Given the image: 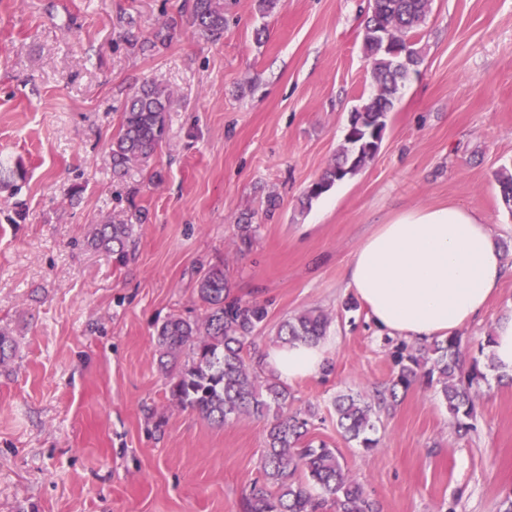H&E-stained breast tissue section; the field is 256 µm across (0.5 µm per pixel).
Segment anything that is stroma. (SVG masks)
<instances>
[{
    "mask_svg": "<svg viewBox=\"0 0 512 512\" xmlns=\"http://www.w3.org/2000/svg\"><path fill=\"white\" fill-rule=\"evenodd\" d=\"M180 0H0V512H244L265 420L223 426L177 407L155 327L198 318L195 294L223 263L235 295L268 308L256 354L285 317L330 320V372L291 383L312 435L338 449L380 512H500L512 497V381L487 369L474 429L457 435L434 389L381 413L378 446L343 439L332 402L392 376L347 286L351 254L409 207L476 209L512 261V0H432L379 152L302 207L334 159L353 107L374 93L362 50L367 0H224L223 36L194 33ZM173 27L148 53L131 38ZM265 28L256 39L257 28ZM171 94L168 135L112 175L124 106L142 84ZM279 206L265 216L264 201ZM255 212L238 251L236 224ZM133 227L129 259L92 248L93 225ZM512 311V277L459 331L479 353Z\"/></svg>",
    "mask_w": 512,
    "mask_h": 512,
    "instance_id": "stroma-1",
    "label": "stroma"
}]
</instances>
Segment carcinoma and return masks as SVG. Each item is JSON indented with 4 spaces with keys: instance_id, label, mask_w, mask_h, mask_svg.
<instances>
[{
    "instance_id": "carcinoma-1",
    "label": "carcinoma",
    "mask_w": 512,
    "mask_h": 512,
    "mask_svg": "<svg viewBox=\"0 0 512 512\" xmlns=\"http://www.w3.org/2000/svg\"><path fill=\"white\" fill-rule=\"evenodd\" d=\"M195 31L208 39L224 33L221 0H184ZM430 11V0H369L363 26V47L371 62L375 92L350 113L344 143L334 161L305 193L302 207L329 191L336 183L358 173L377 154L388 114L410 70L418 64L416 38ZM408 50L406 69L385 49L383 34ZM170 92L146 83L128 100L121 130L112 140V172L146 160L167 133ZM502 201L512 209V169L496 175ZM254 214H243L237 226L240 248L252 247L257 227ZM130 224H97L89 244L112 254L119 265L128 259ZM197 297L203 306L200 319L173 315L155 328L159 364L169 379L171 401L202 418L223 425L244 418H269L261 459L262 479L245 496V512H378L363 487L352 480L338 451L312 437L316 411L289 410L293 399L288 385L260 362L248 356V346L259 335L268 316L265 305L232 294L224 266L208 268L198 282ZM328 317L311 309L283 319L277 342L320 341L327 332ZM467 347L455 335L427 346L396 348L395 372L370 400L358 393L340 394L333 403L341 436L367 451L378 445L374 438L379 413L397 402L398 393L424 380L442 397L461 436L467 435L474 417L480 380L478 361L464 369Z\"/></svg>"
}]
</instances>
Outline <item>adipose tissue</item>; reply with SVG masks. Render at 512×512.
Returning a JSON list of instances; mask_svg holds the SVG:
<instances>
[{
    "label": "adipose tissue",
    "mask_w": 512,
    "mask_h": 512,
    "mask_svg": "<svg viewBox=\"0 0 512 512\" xmlns=\"http://www.w3.org/2000/svg\"><path fill=\"white\" fill-rule=\"evenodd\" d=\"M510 276L490 226L477 210L455 205L400 211L347 264L348 286L377 331L419 343L479 318ZM264 362L290 383L330 367L331 354L321 343H294Z\"/></svg>",
    "instance_id": "1"
}]
</instances>
